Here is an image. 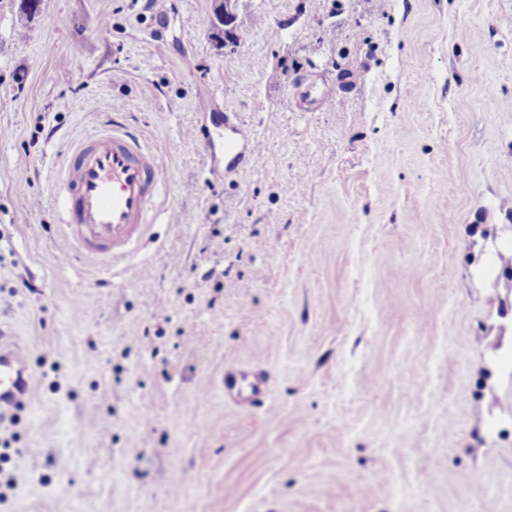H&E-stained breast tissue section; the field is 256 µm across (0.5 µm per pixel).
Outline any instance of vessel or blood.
<instances>
[{
  "label": "vessel or blood",
  "instance_id": "obj_1",
  "mask_svg": "<svg viewBox=\"0 0 512 512\" xmlns=\"http://www.w3.org/2000/svg\"><path fill=\"white\" fill-rule=\"evenodd\" d=\"M245 140L243 129L225 118L224 150L241 167L247 163ZM164 183L154 151L123 126L110 123L79 140L56 182L64 204L66 257L108 263L139 248ZM24 362L22 348L0 327V424L28 389ZM223 385L227 395L251 404L265 394V380L257 374L227 377Z\"/></svg>",
  "mask_w": 512,
  "mask_h": 512
}]
</instances>
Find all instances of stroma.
Returning a JSON list of instances; mask_svg holds the SVG:
<instances>
[{
	"label": "stroma",
	"instance_id": "35a3bbf8",
	"mask_svg": "<svg viewBox=\"0 0 512 512\" xmlns=\"http://www.w3.org/2000/svg\"><path fill=\"white\" fill-rule=\"evenodd\" d=\"M17 30L0 0L29 377L0 512H512V0H42ZM107 121L166 183L104 268L62 260L50 177ZM231 113H224V152L233 154L237 163L230 168L232 171H240L247 163L244 151L239 150L240 144H244L246 134L231 118ZM224 392L236 400L248 403H259L265 394V380L258 374L240 373L237 376L225 377L222 381Z\"/></svg>",
	"mask_w": 512,
	"mask_h": 512
}]
</instances>
